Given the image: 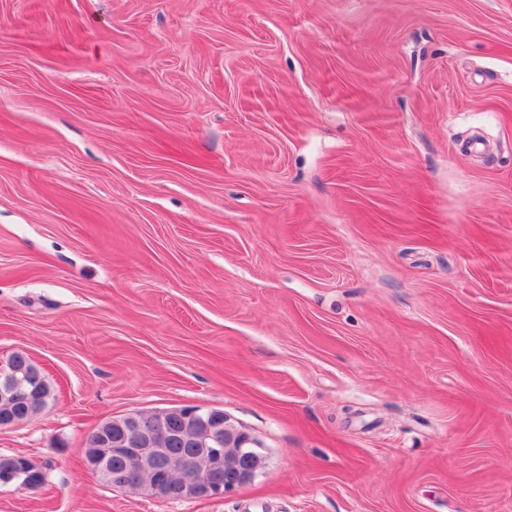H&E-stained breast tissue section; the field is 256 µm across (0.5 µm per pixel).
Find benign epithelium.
Wrapping results in <instances>:
<instances>
[{
    "instance_id": "obj_1",
    "label": "benign epithelium",
    "mask_w": 512,
    "mask_h": 512,
    "mask_svg": "<svg viewBox=\"0 0 512 512\" xmlns=\"http://www.w3.org/2000/svg\"><path fill=\"white\" fill-rule=\"evenodd\" d=\"M121 435L108 440L105 426L99 425L89 435L87 447L99 448L112 442L115 448L129 453L134 470L152 476L148 491L154 498L176 497L194 501L223 497L250 484L266 467V458L258 451V442L230 417L213 409L187 406L155 411L129 413L117 420ZM179 438L199 454L224 465V481L215 483L198 475L195 458L174 457L168 443ZM40 465L33 459L15 454L0 460V482L20 481L19 490L36 491L43 484L21 479ZM91 471L113 487L125 488L130 474L109 472L97 460Z\"/></svg>"
}]
</instances>
